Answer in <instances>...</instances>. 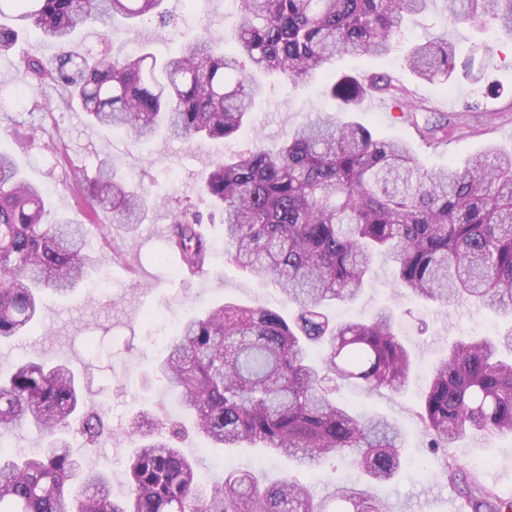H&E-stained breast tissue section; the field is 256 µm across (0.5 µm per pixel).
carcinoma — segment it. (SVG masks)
<instances>
[{
    "mask_svg": "<svg viewBox=\"0 0 512 512\" xmlns=\"http://www.w3.org/2000/svg\"><path fill=\"white\" fill-rule=\"evenodd\" d=\"M164 0H0V55L19 40L24 21L52 43L49 57L18 61L32 89L66 93L71 108L94 126L148 141L235 137L260 93L255 73L291 84L326 79L325 93L350 112L374 94L408 112L421 107L386 73L328 79L338 56H386L399 43L405 16L432 0H236L234 51L226 37L206 32L163 60L92 56L77 47L90 25L107 30L143 18L170 22ZM448 25L512 35V0H442ZM447 40L415 45L407 55L422 80L446 85L456 66ZM449 124L423 129L430 143L448 139ZM202 192L223 216L231 261L279 287L292 316L234 303L190 314L152 366L177 394L183 413L213 448L258 445L298 467L349 452L368 483L399 473L405 434L395 421L355 410L336 398L337 381L368 391L405 390L413 366L396 314L380 309L367 322L337 321L330 309L363 292L375 255L387 254L394 284L426 302L479 301L512 313V153L489 147L463 168L426 169L406 143L380 137L359 121L317 119L296 128L276 149L256 148L215 163ZM77 198L95 218L100 257L87 252L88 230L51 218L43 187L29 181L13 155L0 151V341L48 328L42 293L72 294L101 257L121 253L112 225L129 233L146 204L107 161L83 175ZM178 254L173 277L211 266L199 213L181 210L166 235ZM434 448L469 435H512V332L458 340L437 365L421 403ZM35 427L38 451L2 446L17 428ZM131 491L112 500L108 475L85 471L70 439L97 446L112 437L108 412L85 405L64 364L26 360L0 372V512H390L356 484H338L315 500L284 475L262 484L228 473L203 487L194 462L177 447L182 423H160L145 412L126 429ZM457 487L461 512H512L499 495L448 456L442 465Z\"/></svg>",
    "mask_w": 512,
    "mask_h": 512,
    "instance_id": "1",
    "label": "carcinoma"
}]
</instances>
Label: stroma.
Listing matches in <instances>:
<instances>
[{
    "mask_svg": "<svg viewBox=\"0 0 512 512\" xmlns=\"http://www.w3.org/2000/svg\"><path fill=\"white\" fill-rule=\"evenodd\" d=\"M165 8L175 19L173 26L162 27L150 19L130 26L120 24L107 37L84 42L85 51L128 55L146 48L164 58L177 51L183 36L205 30L229 36L238 23V14L228 7L227 0H165ZM439 38L454 42L461 62L444 87L416 79L404 62L413 44ZM51 53V47L29 30L10 54L0 55V149L12 153L27 178L50 192L58 214L73 223L86 224L90 217L76 204L52 153L40 145L19 147L13 137L14 131L43 121L42 111L24 110L13 102L15 92L25 86L17 61L26 55L46 57ZM470 57L483 71L481 80H474L462 65ZM332 70L339 74L388 73L396 84L410 91L413 100L425 104L419 121L438 122L454 116L456 126L447 141L431 145L423 139L417 123L406 121L390 100L357 113V120L377 135L410 144L426 169L463 166L491 145L512 151V37L499 31L448 27L440 7L434 6L406 21L395 55L345 57L336 60ZM262 84L264 91L256 101L252 119L227 141H181L161 136L150 142H136L89 125L84 113L76 109L61 105L54 110L57 132L77 164L91 170L100 161H111L119 174L142 186L149 196L163 199L159 207L149 210L135 233L113 227L122 258L117 263L105 260L94 272L105 281L106 290L86 287L70 298L45 294L48 330H36L12 344L0 343V365L22 357L67 363L91 389L94 402L109 409L111 440L93 448L76 440L72 448L83 465L109 474L115 498L126 496L129 490V422L143 411L159 420L175 413L174 400L149 373L158 357L157 344L164 326L177 321L187 310L204 312L222 300L283 314L290 309L278 287L241 272L227 258L215 259L207 274L178 282L172 276L171 260L163 256L173 213L186 205L206 210L200 188L212 164L232 152L275 148L298 124L332 115L335 109L334 102L319 88L295 87L276 76L263 77ZM475 102L480 105L479 111H466V104ZM384 306L395 308L398 329L417 357L407 390L400 394L368 392L342 384L337 391L338 397L354 409L394 420L405 432L398 476L387 484L370 485L369 490L385 499L392 512H459L457 493L441 473L442 455L429 448L422 431L420 397L433 365L447 356L450 341L511 332L512 316L479 303L445 306L403 295L393 286L390 264L381 258L376 259L361 295L353 303L337 306L336 315L341 319H366ZM182 448L208 481L238 469L252 471L264 481L289 472L321 498L336 483L361 479L346 457L336 456L302 469L285 458L270 459L256 448H211L195 436L189 437ZM453 454L463 465L475 458L483 459L481 480L500 494L512 495L511 437L480 443L465 441Z\"/></svg>",
    "mask_w": 512,
    "mask_h": 512,
    "instance_id": "stroma-1",
    "label": "stroma"
}]
</instances>
